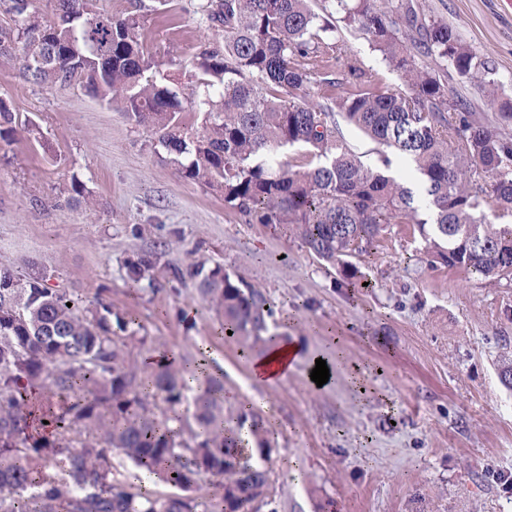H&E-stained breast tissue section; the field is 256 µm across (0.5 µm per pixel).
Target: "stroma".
<instances>
[{"label": "stroma", "mask_w": 512, "mask_h": 512, "mask_svg": "<svg viewBox=\"0 0 512 512\" xmlns=\"http://www.w3.org/2000/svg\"><path fill=\"white\" fill-rule=\"evenodd\" d=\"M202 0H168L145 47L176 72L191 68ZM458 30L502 80L512 79V0H416ZM358 60L406 91L369 38L346 34L340 62ZM0 99L18 129L0 139V266L47 269L72 296L111 301L149 349L182 363L207 354L224 386L254 404L271 452V506L260 512H512V287L431 267L409 225L392 224L340 273L282 225L227 209L183 178L144 127L73 84L40 89L0 57ZM42 138L28 139L27 122ZM79 182L94 208L64 205ZM160 286L124 278L127 259L158 244ZM223 266L271 301L276 330L300 347L287 378L256 385L242 347L185 271ZM332 378L310 381L316 359Z\"/></svg>", "instance_id": "obj_1"}]
</instances>
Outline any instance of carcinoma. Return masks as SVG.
Listing matches in <instances>:
<instances>
[{
  "instance_id": "carcinoma-1",
  "label": "carcinoma",
  "mask_w": 512,
  "mask_h": 512,
  "mask_svg": "<svg viewBox=\"0 0 512 512\" xmlns=\"http://www.w3.org/2000/svg\"><path fill=\"white\" fill-rule=\"evenodd\" d=\"M0 0V57L19 59L41 88L79 80L154 135L187 179L224 195L231 210L261 224H283L317 259L345 270L390 224H410L432 265L457 269L494 286L512 285V224H486L491 212L512 217V95L478 60L460 33L426 20L414 5L335 0L334 24L308 0H206L202 20L215 37L196 47L183 80L145 51L150 17L166 0H134L115 17L99 0ZM371 40L399 71L409 93H396L358 60L333 76L328 62L343 31ZM480 87L499 125L486 124L448 94L409 47ZM410 161L421 192L374 171L343 139L338 118ZM0 99V139L16 132ZM302 152L284 164L280 150ZM126 278L152 288L156 262L129 259ZM201 299L248 351L266 354L280 334L259 289L217 266L191 264ZM48 270L0 267V512H214L200 493L220 479L222 512H255L268 498L269 471L253 462L236 433L249 426L259 455L268 451L260 417L232 411L223 380L205 377L187 397V368L151 370L135 350L145 337L96 297L81 305L50 285ZM55 397L66 404L53 435L33 433L36 412ZM194 405V424L176 414ZM187 491L150 497L114 479L112 453Z\"/></svg>"
}]
</instances>
